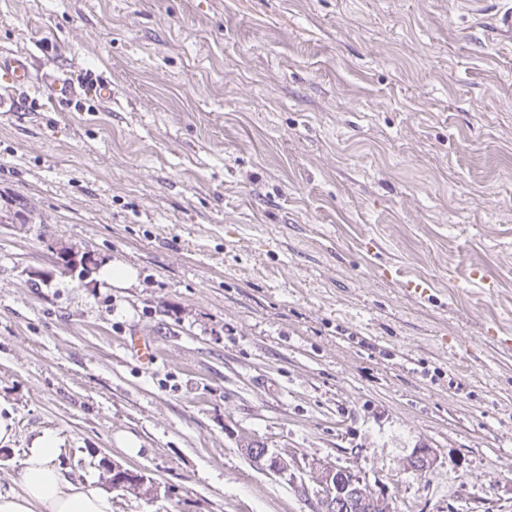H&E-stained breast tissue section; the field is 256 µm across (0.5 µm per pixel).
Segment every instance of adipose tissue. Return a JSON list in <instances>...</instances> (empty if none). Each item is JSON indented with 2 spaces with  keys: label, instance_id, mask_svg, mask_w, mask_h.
I'll return each mask as SVG.
<instances>
[{
  "label": "adipose tissue",
  "instance_id": "adipose-tissue-1",
  "mask_svg": "<svg viewBox=\"0 0 512 512\" xmlns=\"http://www.w3.org/2000/svg\"><path fill=\"white\" fill-rule=\"evenodd\" d=\"M60 453L55 434L36 437L24 453L17 478L0 488V512H112L111 495L57 466Z\"/></svg>",
  "mask_w": 512,
  "mask_h": 512
}]
</instances>
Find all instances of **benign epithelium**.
Segmentation results:
<instances>
[{
  "mask_svg": "<svg viewBox=\"0 0 512 512\" xmlns=\"http://www.w3.org/2000/svg\"><path fill=\"white\" fill-rule=\"evenodd\" d=\"M68 255L72 265L84 268L83 276L95 269L96 260L91 253L70 249L61 250ZM242 454L257 469L282 476L289 475L290 457L252 442L240 445ZM433 464L431 450L418 449L411 458V468L423 472ZM112 489L151 495L154 483L142 472L112 465ZM315 512H386L380 499L356 474L345 468L326 467L319 479L315 494Z\"/></svg>",
  "mask_w": 512,
  "mask_h": 512,
  "instance_id": "1",
  "label": "benign epithelium"
}]
</instances>
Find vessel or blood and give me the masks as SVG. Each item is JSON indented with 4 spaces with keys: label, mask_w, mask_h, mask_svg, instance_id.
<instances>
[{
    "label": "vessel or blood",
    "mask_w": 512,
    "mask_h": 512,
    "mask_svg": "<svg viewBox=\"0 0 512 512\" xmlns=\"http://www.w3.org/2000/svg\"><path fill=\"white\" fill-rule=\"evenodd\" d=\"M0 71L4 72L7 85L0 87V112H15L20 102L14 94L15 87L33 83L44 85L49 89L54 99L68 101L75 98L77 91L69 79L60 75H35L29 56L23 52L0 54Z\"/></svg>",
    "instance_id": "obj_1"
}]
</instances>
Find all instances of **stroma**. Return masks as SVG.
<instances>
[{
	"instance_id": "1",
	"label": "stroma",
	"mask_w": 512,
	"mask_h": 512,
	"mask_svg": "<svg viewBox=\"0 0 512 512\" xmlns=\"http://www.w3.org/2000/svg\"><path fill=\"white\" fill-rule=\"evenodd\" d=\"M511 4L0 0V52L83 89L0 112V486L51 431L156 482L113 512H312L256 441L387 512H512ZM242 454L257 469L282 476L291 469L289 454H283L252 442L243 443L240 446Z\"/></svg>"
}]
</instances>
